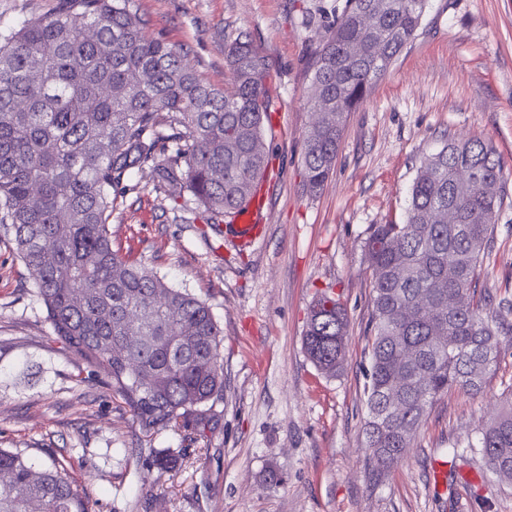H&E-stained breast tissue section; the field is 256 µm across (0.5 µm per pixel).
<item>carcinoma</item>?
<instances>
[{
	"mask_svg": "<svg viewBox=\"0 0 512 512\" xmlns=\"http://www.w3.org/2000/svg\"><path fill=\"white\" fill-rule=\"evenodd\" d=\"M425 4L344 0L311 62V109L335 120L304 136L309 191L328 180L346 115L415 37ZM374 9L369 31L361 19ZM147 24L132 0H60L54 14L0 34V233L31 272L54 340L107 375L143 428H198L224 399L222 330L206 302L112 249V211L149 162L174 203L189 194L214 221L244 209L272 162L267 64L238 38L226 52L231 86L218 88L185 66L182 49L147 36ZM487 180H504L495 149L449 139L421 163L405 221L373 224L363 242L373 271L365 449L377 478L438 396L481 388L512 335V321L476 297L501 205L484 193ZM448 209L454 224L438 219ZM346 332L344 306L319 294L303 346L330 376ZM466 447L512 480V403ZM177 461L157 452L147 468ZM88 497L67 461L37 465L0 448V512H89Z\"/></svg>",
	"mask_w": 512,
	"mask_h": 512,
	"instance_id": "carcinoma-1",
	"label": "carcinoma"
}]
</instances>
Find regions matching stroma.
I'll use <instances>...</instances> for the list:
<instances>
[{"instance_id": "1", "label": "stroma", "mask_w": 512, "mask_h": 512, "mask_svg": "<svg viewBox=\"0 0 512 512\" xmlns=\"http://www.w3.org/2000/svg\"><path fill=\"white\" fill-rule=\"evenodd\" d=\"M344 0H133L149 35L180 47L200 78L231 83L224 49L246 37L269 65L266 132L275 159L262 187L263 233L243 246L190 199L172 205L152 165L112 211V248L205 301L224 331V400L205 432L144 430L125 398L54 341L32 277L0 237V448L37 463L67 457L92 512H512L468 440L512 394V341L480 392L433 403L401 461L372 480L364 423L372 271L371 225L402 222L422 160L446 138L491 144L503 203L477 292L490 310L512 301V0H427L407 44L349 113L335 169L303 187L310 61ZM59 0H0V29L54 13ZM348 314L345 361L320 373L302 345L322 292ZM184 451L180 468L139 478L149 450ZM283 480L272 483L269 469Z\"/></svg>"}]
</instances>
